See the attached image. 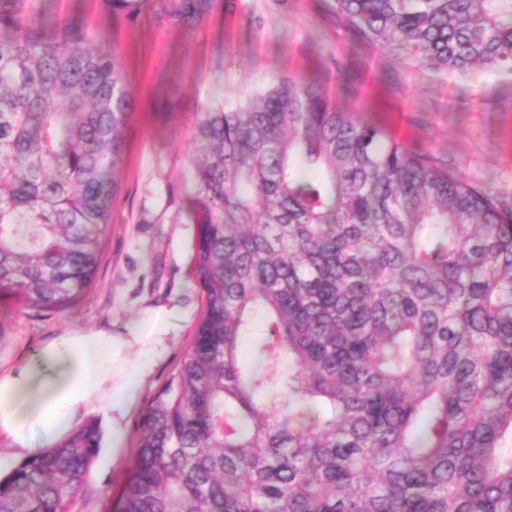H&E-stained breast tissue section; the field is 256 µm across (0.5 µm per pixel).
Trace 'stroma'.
<instances>
[{
	"label": "stroma",
	"mask_w": 512,
	"mask_h": 512,
	"mask_svg": "<svg viewBox=\"0 0 512 512\" xmlns=\"http://www.w3.org/2000/svg\"><path fill=\"white\" fill-rule=\"evenodd\" d=\"M42 12L46 22L81 19L97 45L119 58L134 107L105 260L91 293L67 311L39 315L0 300L1 372L73 328L116 331L164 306L177 315L168 351L145 383L143 396L151 398L187 351L204 304L192 272L197 227L180 208L196 123L206 108L234 104L280 74L346 68L360 95L338 97L341 107L512 204V75L478 70L453 84L404 56L369 55L348 42L325 0H216L189 28L150 8L134 16L112 12L106 0H43ZM132 456L129 448L113 453L102 440L72 512H108Z\"/></svg>",
	"instance_id": "obj_1"
}]
</instances>
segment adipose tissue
<instances>
[{
    "mask_svg": "<svg viewBox=\"0 0 512 512\" xmlns=\"http://www.w3.org/2000/svg\"><path fill=\"white\" fill-rule=\"evenodd\" d=\"M172 316L158 307L115 333L77 328L45 342L35 361L0 372V433L11 438L14 458L36 455L35 438L61 441L91 414L106 421L113 450L123 449L127 421L168 349Z\"/></svg>",
    "mask_w": 512,
    "mask_h": 512,
    "instance_id": "1",
    "label": "adipose tissue"
}]
</instances>
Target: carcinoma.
Here are the masks:
<instances>
[{
    "instance_id": "cac0c4a2",
    "label": "carcinoma",
    "mask_w": 512,
    "mask_h": 512,
    "mask_svg": "<svg viewBox=\"0 0 512 512\" xmlns=\"http://www.w3.org/2000/svg\"><path fill=\"white\" fill-rule=\"evenodd\" d=\"M147 3L190 26L215 0ZM349 40L446 79L512 74V0H326ZM40 0H0V296L83 300L133 94ZM342 70L277 76L195 127L184 199L206 295L110 512H512V207L340 108ZM258 367L240 362L256 315ZM88 423L0 477V512H71Z\"/></svg>"
}]
</instances>
